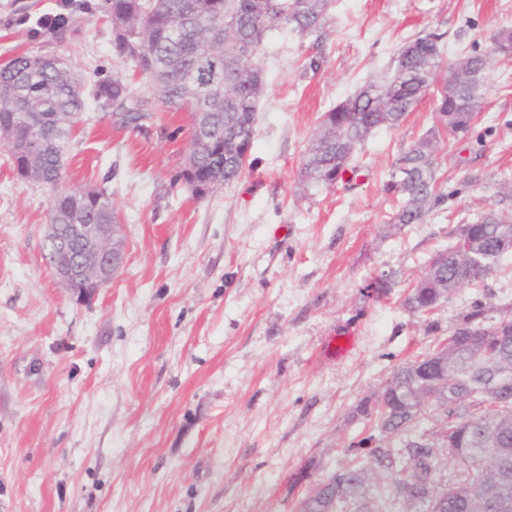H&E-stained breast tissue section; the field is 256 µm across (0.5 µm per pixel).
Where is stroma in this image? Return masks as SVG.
Returning a JSON list of instances; mask_svg holds the SVG:
<instances>
[{
	"instance_id": "obj_1",
	"label": "stroma",
	"mask_w": 512,
	"mask_h": 512,
	"mask_svg": "<svg viewBox=\"0 0 512 512\" xmlns=\"http://www.w3.org/2000/svg\"><path fill=\"white\" fill-rule=\"evenodd\" d=\"M98 0H0V63L59 54L84 76L148 77L120 56ZM73 15L63 38L34 36ZM512 0H333L321 44L286 32L263 49L265 94L241 177L206 197L171 188L191 117L142 126L97 108L81 122L66 186L107 189L124 262L88 303L54 278L45 235L52 189L0 151V512H299L348 467L354 417L394 370L447 338L471 289L428 313L405 300L452 227L498 208L512 179V59L494 61L467 137L441 131L435 170L447 201L396 224L385 183L433 127L426 93L375 130L352 185L306 188L303 155L324 112L390 72L403 44L445 33L444 63L488 51ZM320 66L311 69L309 61ZM389 287H376L382 274ZM491 320L512 313V254L482 290ZM354 347L337 356L334 339Z\"/></svg>"
}]
</instances>
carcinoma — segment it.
<instances>
[{"label": "carcinoma", "mask_w": 512, "mask_h": 512, "mask_svg": "<svg viewBox=\"0 0 512 512\" xmlns=\"http://www.w3.org/2000/svg\"><path fill=\"white\" fill-rule=\"evenodd\" d=\"M332 0H275L268 15V0H102L101 11L112 24L120 54L152 81L156 106L133 95L118 74L87 83L70 59L48 56L41 68L29 65L20 53L0 63V126L15 132V145L0 146L14 162L29 126L46 132L45 147L32 168L48 184H60L64 161L78 124L92 100L123 115V122L139 124L156 112H188L200 129L189 146L172 185L192 186L193 180L215 182L219 189L237 181L240 162L227 155L252 145L261 95L256 83L264 79L261 62L266 42L284 31L321 39ZM221 8L236 21L216 41L207 19ZM444 34L429 32L407 42L399 52L392 74L382 83L370 81L324 115L309 142L303 163L307 182L329 188L344 180L351 160L369 135L379 127H396L428 92L436 96V119L458 135L469 132L487 92L490 55L512 57V29L492 37L488 53H465L440 77ZM440 144L436 129L429 130L396 160L385 188L399 194L402 205L394 224H420L445 202L435 179ZM115 205L103 190L82 193L69 189L56 193L48 220L73 224H108ZM453 235L468 234L481 240L482 250L471 261L448 258L434 272L426 288L407 298L413 312L426 313L449 300L459 289L477 286L502 264L501 247L512 245V218L490 210L471 224H459ZM460 318L471 323L472 342L458 347L448 368V387L434 384L430 355L407 363L394 372L396 393L366 400L356 414L376 420L374 432L350 443L353 464L333 475L304 501L301 512H473L465 484L471 477L491 480L495 471L484 457L493 442L512 448V429L502 432L490 425L501 415L512 417V399L489 394L491 384L512 395V327L500 335L488 321L485 303L468 302ZM443 416L440 433L447 434L470 468H457L447 488L437 484V446L417 432L427 405ZM399 475L392 487L381 484L378 472Z\"/></svg>", "instance_id": "carcinoma-1"}]
</instances>
